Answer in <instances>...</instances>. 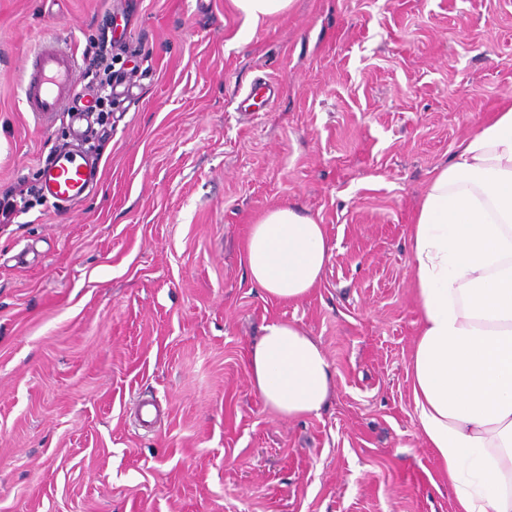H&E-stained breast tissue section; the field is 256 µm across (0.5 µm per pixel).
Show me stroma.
Segmentation results:
<instances>
[{"label":"stroma","instance_id":"obj_1","mask_svg":"<svg viewBox=\"0 0 512 512\" xmlns=\"http://www.w3.org/2000/svg\"><path fill=\"white\" fill-rule=\"evenodd\" d=\"M107 28L103 178L60 212L31 189L72 128L24 111L28 56ZM508 97L512 0H293L253 26L231 0H0V512H457L414 410L409 226ZM278 206L332 246L298 302L247 273ZM274 320L334 369L319 414L249 383Z\"/></svg>","mask_w":512,"mask_h":512}]
</instances>
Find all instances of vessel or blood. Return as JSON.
I'll list each match as a JSON object with an SVG mask.
<instances>
[{
	"instance_id": "obj_1",
	"label": "vessel or blood",
	"mask_w": 512,
	"mask_h": 512,
	"mask_svg": "<svg viewBox=\"0 0 512 512\" xmlns=\"http://www.w3.org/2000/svg\"><path fill=\"white\" fill-rule=\"evenodd\" d=\"M22 95L27 111L43 126H50L57 114L66 112L75 140L87 137L89 117L81 106L85 87L73 46L54 38L37 45L29 55ZM101 177L97 165L64 147L55 150L43 166L40 186L45 200L63 210L86 195Z\"/></svg>"
}]
</instances>
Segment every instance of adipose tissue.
I'll use <instances>...</instances> for the list:
<instances>
[{
    "mask_svg": "<svg viewBox=\"0 0 512 512\" xmlns=\"http://www.w3.org/2000/svg\"><path fill=\"white\" fill-rule=\"evenodd\" d=\"M419 328L410 368L418 428L458 512H512V104L436 169L410 230ZM332 256L324 225L289 207L251 225L246 265L270 297L299 301ZM264 403L319 413L335 373L300 325L266 324L248 354Z\"/></svg>",
    "mask_w": 512,
    "mask_h": 512,
    "instance_id": "adipose-tissue-1",
    "label": "adipose tissue"
}]
</instances>
